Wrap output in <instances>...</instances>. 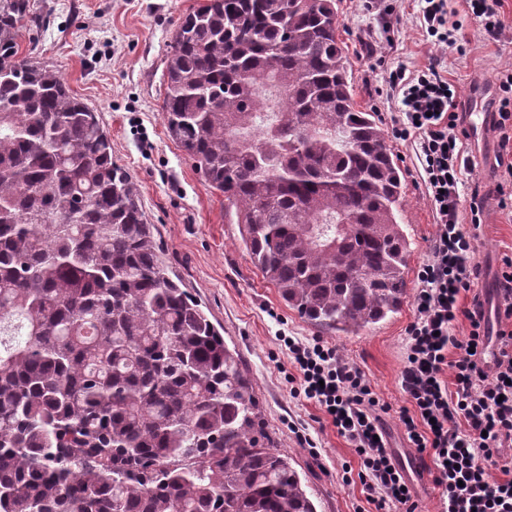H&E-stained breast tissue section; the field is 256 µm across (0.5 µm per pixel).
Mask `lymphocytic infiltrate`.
<instances>
[{
    "mask_svg": "<svg viewBox=\"0 0 512 512\" xmlns=\"http://www.w3.org/2000/svg\"><path fill=\"white\" fill-rule=\"evenodd\" d=\"M419 2L421 28L434 48H462L471 19L487 39L502 34L499 0H463L453 21L447 0ZM386 81L400 101L391 136L411 143L436 224L406 332L401 389L411 406L399 412L403 437L414 450L417 472L428 474L446 497L445 512H512V255L497 276L494 312L501 327L493 334L485 302L474 291L481 268L470 261L488 196L476 187L469 201L461 199L468 134L453 86L434 64L411 72L396 67ZM497 82L503 97L494 128L502 152L494 195L512 212V68L499 71ZM462 320L467 332L459 337L454 328ZM288 352L300 393L360 457L357 478L367 512H417L404 467L389 450L385 416L391 407L364 372L320 340L289 339Z\"/></svg>",
    "mask_w": 512,
    "mask_h": 512,
    "instance_id": "lymphocytic-infiltrate-1",
    "label": "lymphocytic infiltrate"
}]
</instances>
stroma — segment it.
<instances>
[{"instance_id": "obj_1", "label": "stroma", "mask_w": 512, "mask_h": 512, "mask_svg": "<svg viewBox=\"0 0 512 512\" xmlns=\"http://www.w3.org/2000/svg\"><path fill=\"white\" fill-rule=\"evenodd\" d=\"M204 0H29L40 21L24 31L23 44L54 65L72 93L98 114L112 141V157L131 173L143 210L162 247L172 275L219 327L253 381L266 431L278 448L290 453L317 512H358L365 501L361 486L347 484V467H358L354 447L339 436L314 402L296 393L298 372L284 337L319 339L337 346L344 358L365 373L382 401L390 446L409 459L410 448L398 421L407 400L400 386L406 329L415 317L413 304L375 326L347 336L315 328L288 308L277 288L254 268L243 245L239 225L224 216V197L206 182L195 161L172 140L162 109L166 58L171 36L182 17ZM506 26L500 40H484L475 24H467L465 53L435 52L420 28L417 0H336L349 49L355 100L376 112L382 126L399 110L393 96L378 95L387 70L403 64L423 69L439 58L453 84L460 110L475 107L477 89L494 82L498 71L512 67V0H500ZM395 21V42L381 41L380 13ZM404 172L405 198L401 222L409 237L407 283L416 286L417 272L429 257L436 226L429 197L421 183L412 147L390 142ZM500 152L497 134L483 144H465L471 167L463 176L462 197L487 180ZM512 254V213L488 199L473 263L481 268L477 288L496 299L495 274L502 257ZM308 434L314 448L304 447Z\"/></svg>"}]
</instances>
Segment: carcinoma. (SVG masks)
<instances>
[{
	"mask_svg": "<svg viewBox=\"0 0 512 512\" xmlns=\"http://www.w3.org/2000/svg\"><path fill=\"white\" fill-rule=\"evenodd\" d=\"M36 23L0 0V512H317L98 112L22 49ZM339 27L336 0H206L172 37L163 109L254 267L349 334L405 304L409 241Z\"/></svg>",
	"mask_w": 512,
	"mask_h": 512,
	"instance_id": "obj_1",
	"label": "carcinoma"
}]
</instances>
